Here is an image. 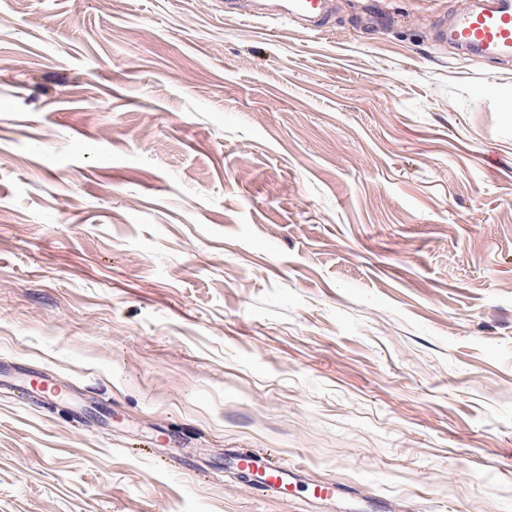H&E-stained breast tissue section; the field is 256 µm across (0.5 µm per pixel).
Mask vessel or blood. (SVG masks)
Returning <instances> with one entry per match:
<instances>
[{"label": "vessel or blood", "instance_id": "vessel-or-blood-1", "mask_svg": "<svg viewBox=\"0 0 512 512\" xmlns=\"http://www.w3.org/2000/svg\"><path fill=\"white\" fill-rule=\"evenodd\" d=\"M274 14L314 34L327 33L329 0H277ZM441 40L491 59L512 58V0H479L475 7L457 11L450 23L439 27ZM236 469L259 474L264 491L278 493L289 484L291 468L264 451H243L233 457Z\"/></svg>", "mask_w": 512, "mask_h": 512}]
</instances>
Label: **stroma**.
<instances>
[{
  "label": "stroma",
  "mask_w": 512,
  "mask_h": 512,
  "mask_svg": "<svg viewBox=\"0 0 512 512\" xmlns=\"http://www.w3.org/2000/svg\"><path fill=\"white\" fill-rule=\"evenodd\" d=\"M465 2L0 0V379L66 390L0 392V512H512V62L438 41ZM238 1L242 2L241 6L248 10L239 12V16L253 18L277 16V19L292 21L313 34L321 35L329 32L327 12L330 0ZM263 2H278L279 8L272 10V13L263 12L259 7ZM264 14L266 16H263ZM236 469L243 474L258 473L263 478L264 491L279 496L278 492L289 484V477L295 469L264 451L237 452L233 457Z\"/></svg>",
  "instance_id": "1"
}]
</instances>
